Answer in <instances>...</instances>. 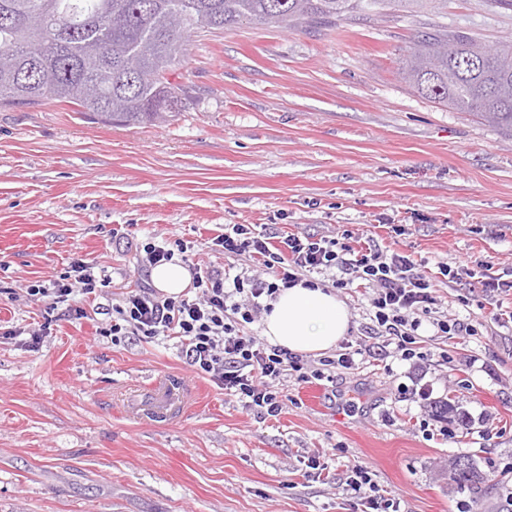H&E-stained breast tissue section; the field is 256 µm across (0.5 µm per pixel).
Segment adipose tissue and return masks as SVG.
<instances>
[{
  "instance_id": "ef3b65f1",
  "label": "adipose tissue",
  "mask_w": 512,
  "mask_h": 512,
  "mask_svg": "<svg viewBox=\"0 0 512 512\" xmlns=\"http://www.w3.org/2000/svg\"><path fill=\"white\" fill-rule=\"evenodd\" d=\"M350 324L347 306L323 288L296 285L280 291L263 318V335L270 344L297 354L335 348Z\"/></svg>"
}]
</instances>
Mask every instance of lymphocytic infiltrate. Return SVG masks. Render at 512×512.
<instances>
[{
	"mask_svg": "<svg viewBox=\"0 0 512 512\" xmlns=\"http://www.w3.org/2000/svg\"><path fill=\"white\" fill-rule=\"evenodd\" d=\"M351 237L348 230L338 238L291 234L278 249L254 225H228L223 236L216 238V246L228 257L259 259L261 273L233 276L223 268L195 267L191 270L194 296H167L147 285L121 293L112 305L110 323L100 333L116 345L129 336L178 340L197 373L213 378L226 395L236 397L261 419L281 414L288 378L332 383L372 354L364 342H346L336 354L307 360L248 333L247 325L269 311L280 289L300 283L315 287L316 276L331 271L338 274L334 281L338 288L363 281L372 291L370 335L384 338L394 356L405 361L418 356L422 326H430L434 335L444 338L478 334L476 324L435 315L436 291L412 255L388 254L374 245L357 251L349 244ZM108 284L107 274L95 272L91 264L77 258L59 278L30 285L27 293L66 305L69 316L80 320L86 313L74 305L75 295H92ZM343 482L346 490L360 498L366 512H400V498L379 488L365 463L347 466Z\"/></svg>",
	"mask_w": 512,
	"mask_h": 512,
	"instance_id": "f902f5d3",
	"label": "lymphocytic infiltrate"
}]
</instances>
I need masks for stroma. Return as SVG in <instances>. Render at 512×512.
I'll list each match as a JSON object with an SVG mask.
<instances>
[{
	"label": "stroma",
	"instance_id": "35a3bbf8",
	"mask_svg": "<svg viewBox=\"0 0 512 512\" xmlns=\"http://www.w3.org/2000/svg\"><path fill=\"white\" fill-rule=\"evenodd\" d=\"M437 30L492 46L512 39V9L444 0L333 27L194 35L179 78L192 102L156 126L0 106V512H360L340 484L354 461L401 512H512V323L492 318L512 295L441 273L481 262L512 272V136L401 80L400 59ZM228 224L282 237L349 229L414 253L440 312L484 325L425 338L416 364L369 358L333 383L289 381L281 414L264 421L179 344L98 335L113 296L142 284L135 247L148 237L182 239L204 267L253 269L214 246ZM76 257L111 284L78 297L84 319L56 309L50 335L29 346L49 301L26 288ZM337 295L352 316L347 341L377 345L365 336L370 290ZM438 399L467 422L455 436L439 433ZM467 456L486 475L475 491L448 483Z\"/></svg>",
	"mask_w": 512,
	"mask_h": 512
}]
</instances>
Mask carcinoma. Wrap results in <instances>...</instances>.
Wrapping results in <instances>:
<instances>
[{
  "mask_svg": "<svg viewBox=\"0 0 512 512\" xmlns=\"http://www.w3.org/2000/svg\"><path fill=\"white\" fill-rule=\"evenodd\" d=\"M439 0H0V105L73 106L112 126L162 123L188 105L173 79L188 38L246 22L316 27L393 5L415 12ZM135 55L141 71L126 69ZM408 85L434 102L512 133V42L429 33L404 59ZM449 480L484 483L470 460Z\"/></svg>",
  "mask_w": 512,
  "mask_h": 512,
  "instance_id": "carcinoma-1",
  "label": "carcinoma"
}]
</instances>
